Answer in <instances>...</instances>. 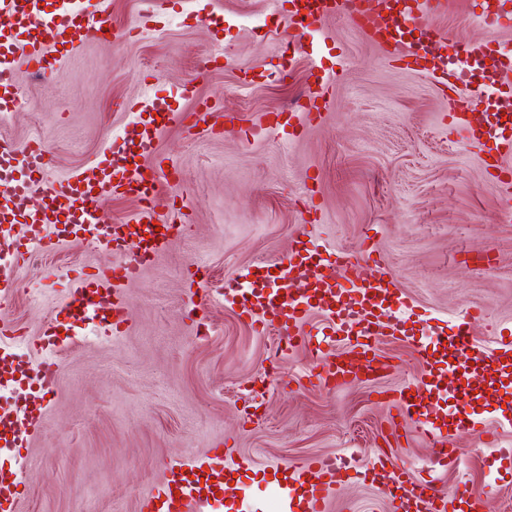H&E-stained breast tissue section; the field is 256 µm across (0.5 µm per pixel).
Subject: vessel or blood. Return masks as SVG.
<instances>
[{"instance_id": "b4317fda", "label": "vessel or blood", "mask_w": 512, "mask_h": 512, "mask_svg": "<svg viewBox=\"0 0 512 512\" xmlns=\"http://www.w3.org/2000/svg\"><path fill=\"white\" fill-rule=\"evenodd\" d=\"M288 28L300 42L309 27L332 17L346 19L390 60L422 73L441 72L449 78V113L465 132L469 147L479 156L489 181L512 190V48L498 38L512 29V0H479L476 18L489 30L487 37L460 43L441 34L433 23L441 0H290ZM83 0H0V114L18 106V91L8 57L22 51L34 74L51 70L58 48L81 40L86 22ZM315 124L322 114L315 92H306L286 111L266 113L248 131L266 137L278 127L289 128L290 139L301 131L298 117ZM175 118L169 104L156 99L135 109L134 121L121 143L110 146L102 161L73 174L46 180L51 158L43 141L17 143L0 136V179L13 183V193L0 205V301L13 292L25 255L57 245L94 239L99 246L121 251L127 239H137L139 252L112 268L94 274L76 273L61 303L53 311L44 360L25 361L22 345L11 324H0V390L28 387L40 393L48 379L59 378L57 351L69 345L78 325L91 323L101 335L123 333L129 312L119 299L120 289L136 280L144 265L175 236V225L158 213L153 201L166 173L162 167L142 166V158L156 151L161 128ZM122 193L144 201V209L125 224L97 222L96 202L108 194ZM308 229L297 234L288 257L268 265L265 272L247 271L231 277L224 288L225 302L236 305L241 317L273 333L289 347L310 349L309 376L324 386L340 387L384 370L378 352L387 337L415 347L424 377L409 382L393 399L396 418L409 420L425 435L433 453L430 476H413L390 459H378L381 476L395 491L393 512H448L454 502L479 512L480 503L466 485L446 489L434 471L447 469L459 457L454 435L480 429L491 450V467H512V448L501 447L499 429L512 423L502 413L498 424L478 425L474 418L450 421L441 399L499 390L512 384V333L500 336L495 351L478 345L470 329L483 311L468 309L455 334L430 328L405 294L375 261L371 248H363L361 262L337 252L328 273L302 279L304 266L316 263L308 246ZM323 316L326 328L308 332L313 316ZM18 416L0 414V447L20 448L24 432ZM228 448H212L198 462L167 468L150 512H200L220 504L229 484H246L249 467L232 463ZM349 464L331 456H313L288 467L271 465L263 480L272 489L278 512H329V499L337 484L349 477Z\"/></svg>"}]
</instances>
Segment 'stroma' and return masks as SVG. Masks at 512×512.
<instances>
[{"instance_id": "stroma-1", "label": "stroma", "mask_w": 512, "mask_h": 512, "mask_svg": "<svg viewBox=\"0 0 512 512\" xmlns=\"http://www.w3.org/2000/svg\"><path fill=\"white\" fill-rule=\"evenodd\" d=\"M99 2L126 40L115 46L89 35L42 78L16 63L19 105L0 119V133L41 139L52 156L48 179L61 178L102 156L110 132L129 123L130 102L159 97L173 112L192 111L194 99L181 93L189 83L195 99L221 113L223 132L211 137L176 122L162 130L157 158L177 177L155 205L182 232L123 288L126 333L62 352L63 374L27 425L25 448L0 453V466L21 481L16 512H141L167 464L225 444L258 469L353 455L359 474L337 487L331 512H392L373 462L387 455L419 466L431 456L410 422L397 427L400 444L381 436L387 398L424 372L416 352L388 338L383 378L337 389L309 384V351L271 357L275 336L225 303L224 281L292 250L308 217L301 179L311 174L321 203L311 233L323 257L373 242L431 326L455 328L468 308H482L486 318L471 331L492 348L498 329L512 327L504 193L488 184L437 80L389 63L343 20L311 27L296 50L288 0L274 14L265 0ZM470 2L446 0L436 24L461 40L482 36ZM211 14L222 24H205ZM141 22L147 33L131 35ZM312 68L323 78L315 86L321 122L294 142L280 130L250 138L245 117L294 106ZM115 261L87 242L32 255L0 320L39 341L59 283L74 268ZM200 266L211 299L202 310L191 299ZM457 444L462 465L441 473V484L466 483L482 512H512V481L489 475L479 432Z\"/></svg>"}]
</instances>
